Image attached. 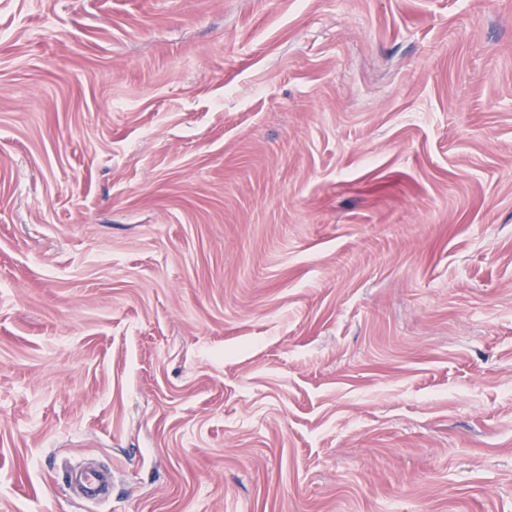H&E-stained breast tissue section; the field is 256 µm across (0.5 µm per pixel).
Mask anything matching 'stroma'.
Masks as SVG:
<instances>
[{
	"label": "stroma",
	"mask_w": 512,
	"mask_h": 512,
	"mask_svg": "<svg viewBox=\"0 0 512 512\" xmlns=\"http://www.w3.org/2000/svg\"><path fill=\"white\" fill-rule=\"evenodd\" d=\"M0 512H512V0H0Z\"/></svg>",
	"instance_id": "35a3bbf8"
}]
</instances>
